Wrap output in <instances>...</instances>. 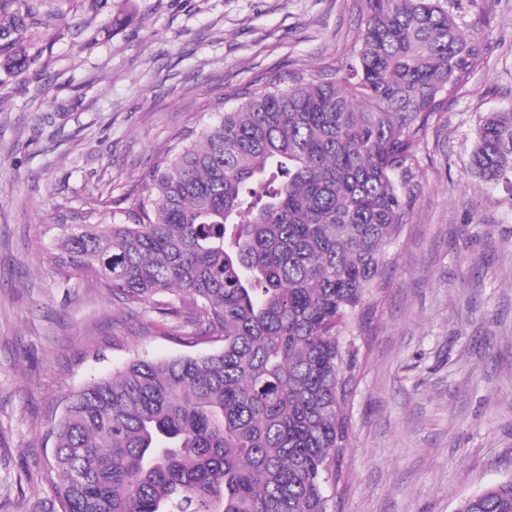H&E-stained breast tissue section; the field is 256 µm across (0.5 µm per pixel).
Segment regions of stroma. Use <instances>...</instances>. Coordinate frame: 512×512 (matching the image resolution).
<instances>
[{
	"mask_svg": "<svg viewBox=\"0 0 512 512\" xmlns=\"http://www.w3.org/2000/svg\"><path fill=\"white\" fill-rule=\"evenodd\" d=\"M357 0H44L36 62L0 74V512H51L47 420L150 333L91 277L43 260L93 208L120 223L157 151L267 76L340 66ZM485 54L419 142L408 221L350 341L349 438L333 512H454L512 478V189L470 173L485 113L512 107V0H461Z\"/></svg>",
	"mask_w": 512,
	"mask_h": 512,
	"instance_id": "obj_1",
	"label": "stroma"
}]
</instances>
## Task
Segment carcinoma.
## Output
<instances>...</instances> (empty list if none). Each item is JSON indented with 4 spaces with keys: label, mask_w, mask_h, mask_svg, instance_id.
Wrapping results in <instances>:
<instances>
[{
    "label": "carcinoma",
    "mask_w": 512,
    "mask_h": 512,
    "mask_svg": "<svg viewBox=\"0 0 512 512\" xmlns=\"http://www.w3.org/2000/svg\"><path fill=\"white\" fill-rule=\"evenodd\" d=\"M41 0H0V71L35 62ZM339 69L243 88L157 157L125 222L62 226L47 263L146 305L204 355L136 357L50 421L57 512H329L348 447L351 324L406 222L414 150L483 58L458 0H362ZM471 172L512 187V108L476 131ZM455 512H512V479Z\"/></svg>",
    "instance_id": "obj_1"
}]
</instances>
